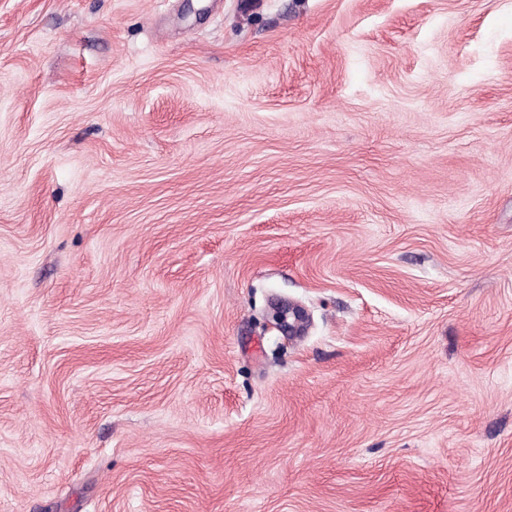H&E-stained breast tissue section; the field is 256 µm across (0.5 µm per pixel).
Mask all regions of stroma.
Masks as SVG:
<instances>
[{"mask_svg":"<svg viewBox=\"0 0 512 512\" xmlns=\"http://www.w3.org/2000/svg\"><path fill=\"white\" fill-rule=\"evenodd\" d=\"M0 512H512V0H0ZM305 318L304 311L297 305L289 303L279 304L273 308V319L276 326L288 336H297L302 330Z\"/></svg>","mask_w":512,"mask_h":512,"instance_id":"obj_1","label":"stroma"}]
</instances>
